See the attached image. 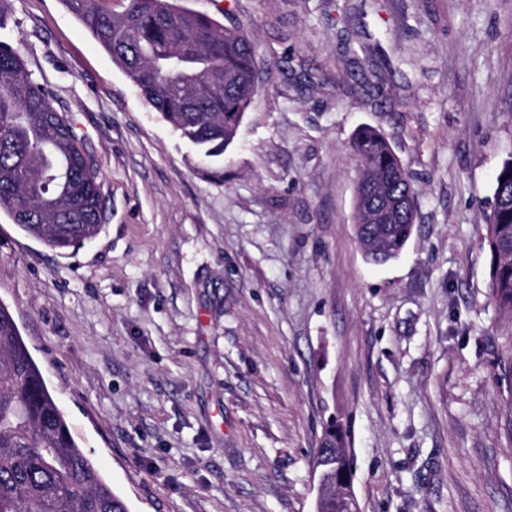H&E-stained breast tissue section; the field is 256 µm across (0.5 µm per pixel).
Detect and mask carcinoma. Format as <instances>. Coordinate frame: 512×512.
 <instances>
[{
    "label": "carcinoma",
    "mask_w": 512,
    "mask_h": 512,
    "mask_svg": "<svg viewBox=\"0 0 512 512\" xmlns=\"http://www.w3.org/2000/svg\"><path fill=\"white\" fill-rule=\"evenodd\" d=\"M125 70L150 106L193 143L202 160L224 154L256 93L259 61L240 26H225L176 0H124L119 14L102 0H63ZM353 149L362 169L355 191L359 238L380 242L364 255L375 265L397 258L415 223V192L385 136L358 129ZM496 182L489 216L490 292L512 313V157ZM0 210L26 234L66 255L103 230L92 159L69 117L54 107L17 48L0 41ZM332 458L314 460L317 512H348L350 468L337 453L342 437L328 423ZM0 512H129L71 435L61 407L0 303Z\"/></svg>",
    "instance_id": "obj_1"
}]
</instances>
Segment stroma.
Returning a JSON list of instances; mask_svg holds the SVG:
<instances>
[{
	"label": "stroma",
	"mask_w": 512,
	"mask_h": 512,
	"mask_svg": "<svg viewBox=\"0 0 512 512\" xmlns=\"http://www.w3.org/2000/svg\"><path fill=\"white\" fill-rule=\"evenodd\" d=\"M244 25L259 88L203 169L62 0H8L84 140L103 232L66 255L0 212L7 304L130 512H314L328 422L361 512H512V315L488 216L512 157V0H181ZM381 131L416 220L356 238L352 137Z\"/></svg>",
	"instance_id": "35a3bbf8"
}]
</instances>
